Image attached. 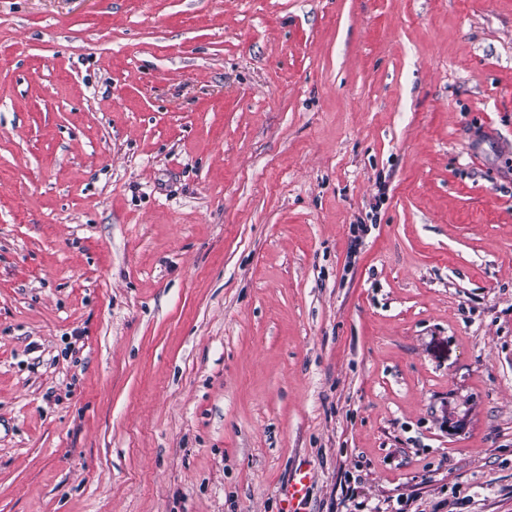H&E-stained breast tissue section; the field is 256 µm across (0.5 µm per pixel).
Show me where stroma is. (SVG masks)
Wrapping results in <instances>:
<instances>
[{"instance_id": "35a3bbf8", "label": "stroma", "mask_w": 512, "mask_h": 512, "mask_svg": "<svg viewBox=\"0 0 512 512\" xmlns=\"http://www.w3.org/2000/svg\"><path fill=\"white\" fill-rule=\"evenodd\" d=\"M302 465L512 512V0H0V512Z\"/></svg>"}]
</instances>
